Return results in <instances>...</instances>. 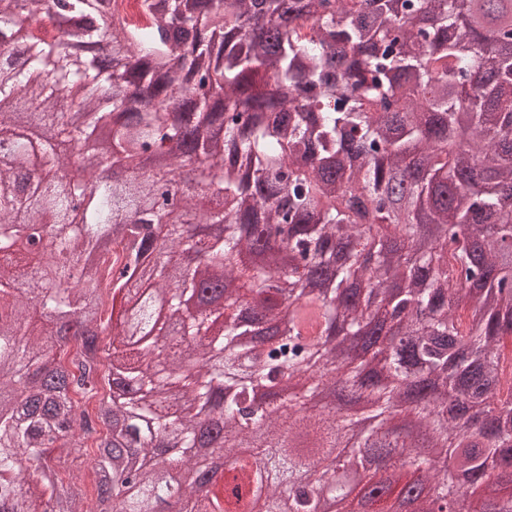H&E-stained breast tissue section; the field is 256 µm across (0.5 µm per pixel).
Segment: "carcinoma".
I'll list each match as a JSON object with an SVG mask.
<instances>
[{"label": "carcinoma", "mask_w": 512, "mask_h": 512, "mask_svg": "<svg viewBox=\"0 0 512 512\" xmlns=\"http://www.w3.org/2000/svg\"><path fill=\"white\" fill-rule=\"evenodd\" d=\"M141 7L144 27L116 0H0V512H159L158 466L191 470L212 413L224 452L257 464L258 512H321L361 469L347 512H393L414 489L416 512H459L457 472L490 491L469 512H512V49L497 48L512 42V0ZM104 127L124 184L25 178L66 164L57 141L94 143ZM163 146L170 164L136 175ZM186 165L198 188L164 224L159 188ZM188 221L220 235L186 242ZM285 248L302 275L254 266ZM212 289L270 327L288 318L283 332L189 309ZM89 308L100 334L64 363L60 322ZM49 362L55 383L40 379ZM336 386L413 422L393 435L380 495H365L382 477L363 451L336 453L332 408L307 406ZM263 387L291 399L257 406ZM302 435L315 446L295 447ZM125 438L137 452L118 462ZM88 439L92 500L60 477ZM186 500L228 512L216 486Z\"/></svg>", "instance_id": "cac0c4a2"}]
</instances>
